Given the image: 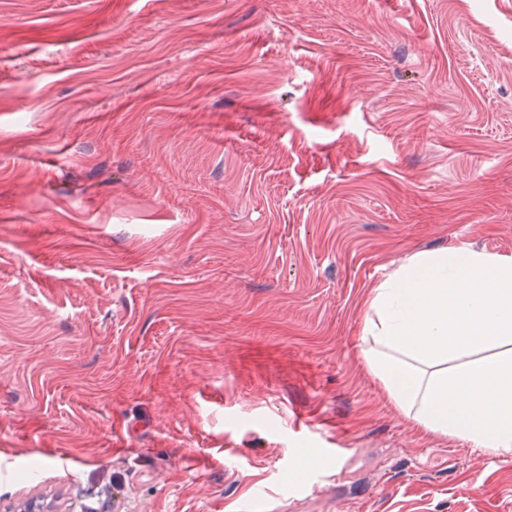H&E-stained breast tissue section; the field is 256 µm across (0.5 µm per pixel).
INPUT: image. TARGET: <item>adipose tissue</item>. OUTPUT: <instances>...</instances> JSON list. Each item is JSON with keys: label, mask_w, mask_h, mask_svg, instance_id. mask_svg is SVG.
Masks as SVG:
<instances>
[{"label": "adipose tissue", "mask_w": 512, "mask_h": 512, "mask_svg": "<svg viewBox=\"0 0 512 512\" xmlns=\"http://www.w3.org/2000/svg\"><path fill=\"white\" fill-rule=\"evenodd\" d=\"M359 354L414 425L512 459V258L411 255L373 288Z\"/></svg>", "instance_id": "obj_1"}]
</instances>
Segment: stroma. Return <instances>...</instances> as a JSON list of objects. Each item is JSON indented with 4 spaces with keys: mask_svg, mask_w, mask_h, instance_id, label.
Instances as JSON below:
<instances>
[{
    "mask_svg": "<svg viewBox=\"0 0 512 512\" xmlns=\"http://www.w3.org/2000/svg\"><path fill=\"white\" fill-rule=\"evenodd\" d=\"M453 246L512 257V0H0V512H512L359 356Z\"/></svg>",
    "mask_w": 512,
    "mask_h": 512,
    "instance_id": "35a3bbf8",
    "label": "stroma"
}]
</instances>
